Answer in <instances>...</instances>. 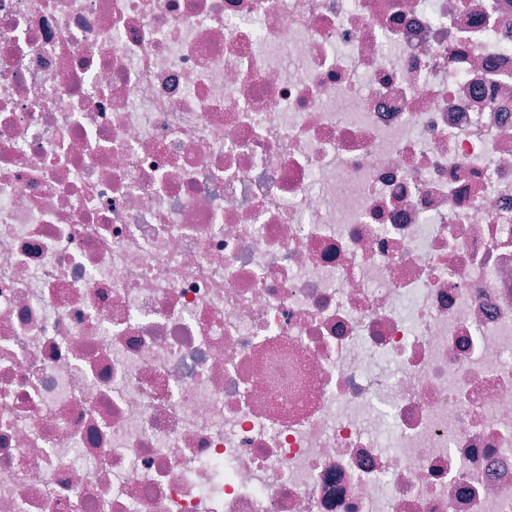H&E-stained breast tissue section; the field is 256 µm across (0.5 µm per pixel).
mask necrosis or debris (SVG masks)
<instances>
[{
  "label": "necrosis or debris",
  "instance_id": "necrosis-or-debris-1",
  "mask_svg": "<svg viewBox=\"0 0 512 512\" xmlns=\"http://www.w3.org/2000/svg\"><path fill=\"white\" fill-rule=\"evenodd\" d=\"M0 512H512V0H0Z\"/></svg>",
  "mask_w": 512,
  "mask_h": 512
}]
</instances>
